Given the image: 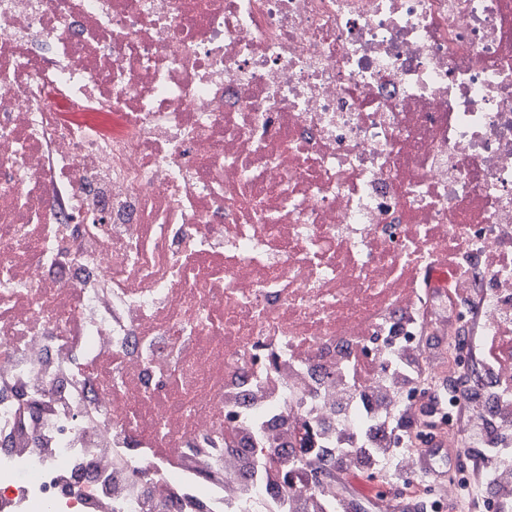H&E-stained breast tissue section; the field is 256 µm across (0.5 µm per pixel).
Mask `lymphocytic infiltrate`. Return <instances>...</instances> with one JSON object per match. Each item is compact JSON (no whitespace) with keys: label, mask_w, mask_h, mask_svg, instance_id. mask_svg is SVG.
I'll use <instances>...</instances> for the list:
<instances>
[{"label":"lymphocytic infiltrate","mask_w":512,"mask_h":512,"mask_svg":"<svg viewBox=\"0 0 512 512\" xmlns=\"http://www.w3.org/2000/svg\"><path fill=\"white\" fill-rule=\"evenodd\" d=\"M455 294L472 312L456 333L423 288V305L408 323L416 341L394 366L353 360L324 404L311 403L306 381L284 389L263 382L261 395L309 400L304 422L280 418L225 441L224 457L198 453L180 458V467L208 478L224 512H237L256 481L267 491L264 512H353L337 483L344 475L394 486L386 500L391 512H512V385L499 377L495 341L485 331L489 294ZM451 403L450 435L440 412ZM355 412L364 418L357 428L348 422ZM257 444L267 457L248 455ZM292 478L302 492L291 497L284 488Z\"/></svg>","instance_id":"lymphocytic-infiltrate-1"}]
</instances>
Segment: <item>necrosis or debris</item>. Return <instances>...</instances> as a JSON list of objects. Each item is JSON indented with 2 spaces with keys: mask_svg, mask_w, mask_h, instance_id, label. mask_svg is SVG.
Here are the masks:
<instances>
[{
  "mask_svg": "<svg viewBox=\"0 0 512 512\" xmlns=\"http://www.w3.org/2000/svg\"><path fill=\"white\" fill-rule=\"evenodd\" d=\"M460 260L500 335L512 0H0V373L36 369L0 392V512H145L105 468L77 479L112 445L161 512H215L175 460L301 419L255 382L335 379L426 268L465 324ZM58 351L69 379L41 368ZM20 401L44 430L14 429Z\"/></svg>",
  "mask_w": 512,
  "mask_h": 512,
  "instance_id": "obj_1",
  "label": "necrosis or debris"
}]
</instances>
